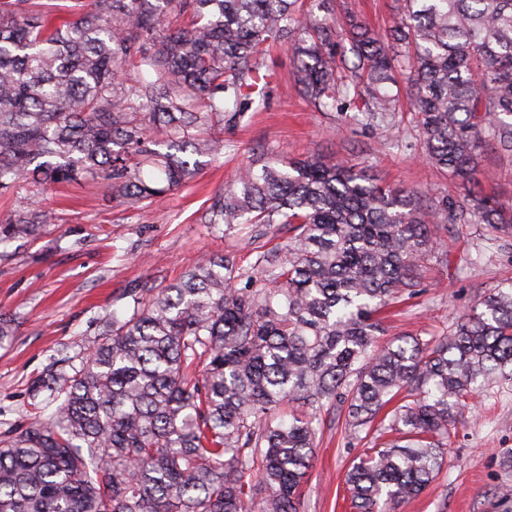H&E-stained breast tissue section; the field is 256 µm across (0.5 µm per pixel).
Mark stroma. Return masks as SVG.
<instances>
[{"instance_id":"stroma-1","label":"stroma","mask_w":512,"mask_h":512,"mask_svg":"<svg viewBox=\"0 0 512 512\" xmlns=\"http://www.w3.org/2000/svg\"><path fill=\"white\" fill-rule=\"evenodd\" d=\"M401 0H336V15L352 14L388 31L401 15ZM268 64L277 80L268 104L240 126L224 131V151L203 158L186 185L146 207H116L105 184L85 181L38 191L19 182L0 195V218L32 199L55 219L27 239L0 240V313L11 316L16 336L0 349V436L21 421L30 380L56 361L77 362L99 339L112 316L131 313V289L166 287L189 266L213 255L253 263L257 246L286 242L287 226L263 237L245 231L224 235L202 223L210 197L252 160L309 154L333 156L367 167L381 183L404 190L463 198L448 174L428 165L412 112L398 114L399 129L354 123L349 112H318L302 99L291 77L287 50ZM485 195L512 207V155L495 142L480 151ZM445 244L422 273L419 290L405 297L386 323V339L410 334L424 339L448 333L476 297L512 280V235L483 224H451ZM365 443L345 427L341 411L329 412L302 487L301 512H350L344 478ZM446 463L418 498L395 512H512V383L493 386L465 411L451 437Z\"/></svg>"}]
</instances>
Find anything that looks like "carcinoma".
I'll return each mask as SVG.
<instances>
[{
    "label": "carcinoma",
    "instance_id": "1",
    "mask_svg": "<svg viewBox=\"0 0 512 512\" xmlns=\"http://www.w3.org/2000/svg\"><path fill=\"white\" fill-rule=\"evenodd\" d=\"M71 2L63 15L0 0V194L21 178L91 179L117 207L153 203L261 109L277 46L321 112L348 101L391 130L409 90L425 159L468 193L408 192L320 156L243 167L202 221L293 235L248 269L216 255L135 289L80 366L35 378L30 399L54 409L0 439V512H299L322 413L338 404L353 432L398 434L348 471L355 512L420 495L470 400L512 381V283L428 340L377 346L380 313L414 294L447 225L512 233L477 170L484 142L512 151V0H402L383 37L354 15L314 21L300 0ZM49 219L31 204L0 221L15 239ZM15 335L0 316V348Z\"/></svg>",
    "mask_w": 512,
    "mask_h": 512
}]
</instances>
